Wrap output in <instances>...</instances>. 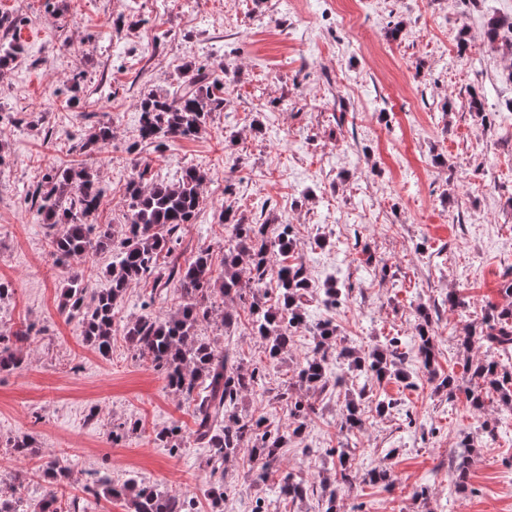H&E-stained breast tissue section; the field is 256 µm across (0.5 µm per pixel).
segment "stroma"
<instances>
[{
	"label": "stroma",
	"mask_w": 512,
	"mask_h": 512,
	"mask_svg": "<svg viewBox=\"0 0 512 512\" xmlns=\"http://www.w3.org/2000/svg\"><path fill=\"white\" fill-rule=\"evenodd\" d=\"M1 14L22 22L0 31V44L17 41L25 54L0 74V280L13 287L0 300V331L32 324L39 334L22 346L19 368L0 372V480L29 474L28 498H42L55 486L39 465L64 457L70 495H83L94 473L116 484L134 476L210 512L209 451L192 437L191 407L123 336L103 357L60 315L67 269L27 197L49 169L88 163L103 191L96 221L122 232L137 100L176 85L184 63L220 62L226 105L205 132L139 153L161 180L188 167L209 175L172 260L206 248L222 274L231 232L218 216L229 205L274 230L291 225L314 290L330 280L349 290L338 308L310 304L282 361L267 367L264 389L243 395L239 411L287 424L273 396L311 354L310 328L320 321L333 319L358 351L397 339L416 385L370 384L334 363L344 393L316 396L302 443L281 451L280 473L334 478L342 444L362 475L387 461L394 483L357 481L339 512H512V410L494 398L480 410L467 403L465 362L488 350L459 347L488 306L512 304L503 291L512 280V33L486 38L490 19L512 21V0H0ZM78 73L87 104L74 110L65 101ZM100 120L112 123L107 149L73 151ZM318 236L324 247L313 245ZM452 292L461 306H447ZM177 306L175 286L140 282L118 311L163 318ZM421 308L432 316L435 367L454 377L455 396L419 379ZM224 309L216 305L199 335L230 341L245 364L263 363L246 309L233 304L230 329ZM364 386L372 398L362 431L340 432L344 394ZM376 396L394 401L391 414H376ZM130 420L141 431L112 439L113 427ZM174 423L185 441L177 452L153 440ZM466 433L469 486L459 492L449 462ZM23 436L32 446L18 458L10 443ZM305 444L319 455L305 456ZM250 459L244 450L225 465L233 512H254L259 502L266 512H320L317 498L292 501L254 485Z\"/></svg>",
	"instance_id": "obj_1"
}]
</instances>
